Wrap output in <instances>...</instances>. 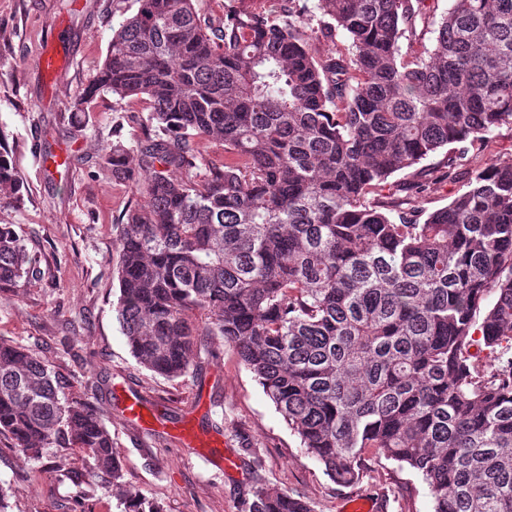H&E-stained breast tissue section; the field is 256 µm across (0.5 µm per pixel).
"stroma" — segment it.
<instances>
[{"label":"stroma","instance_id":"1","mask_svg":"<svg viewBox=\"0 0 512 512\" xmlns=\"http://www.w3.org/2000/svg\"><path fill=\"white\" fill-rule=\"evenodd\" d=\"M136 9L135 0H0V133L23 183L21 202L0 208V224L14 225L36 260L33 276L0 288V337L35 350L70 377L74 393L101 403L124 485L164 512H251L261 487L301 495L315 512H344L346 500L364 496L383 499L386 512H432L421 477L382 456L366 459L359 484L336 485L224 343L211 341L197 369L176 380L132 356L115 318L112 264L118 224L141 195L134 179L103 170L99 154L116 140L135 145L149 106L108 96L75 115L65 103L93 79L113 27ZM52 45L63 63L49 73L43 56ZM442 165L438 153L390 182L425 183L421 208H441L467 188L466 173L446 179ZM131 393L151 407L153 425L122 418ZM186 425L216 442L213 461L180 441ZM228 453L237 461L231 470ZM55 454L50 448L42 460L22 464L0 435L9 512H121L118 488L73 481L83 471L78 452L69 454L68 477L51 468Z\"/></svg>","mask_w":512,"mask_h":512}]
</instances>
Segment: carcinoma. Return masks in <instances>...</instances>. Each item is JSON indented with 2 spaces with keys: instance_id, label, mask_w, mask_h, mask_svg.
Masks as SVG:
<instances>
[{
  "instance_id": "obj_1",
  "label": "carcinoma",
  "mask_w": 512,
  "mask_h": 512,
  "mask_svg": "<svg viewBox=\"0 0 512 512\" xmlns=\"http://www.w3.org/2000/svg\"><path fill=\"white\" fill-rule=\"evenodd\" d=\"M137 3L67 103L149 104L144 202L117 225L114 266L133 357L174 380L217 337L337 485L375 454L422 478L432 512H512V360L471 352L512 349V156L489 140L512 128V0H451L437 21L426 0H273L222 23L194 0ZM419 22L433 44L402 53ZM312 38L332 43L324 57ZM203 139L224 159L204 158ZM1 141L0 206L22 195ZM439 152L467 190L427 214L387 200L389 178ZM129 164L120 143L100 155L117 179ZM34 264L0 224V287ZM69 387L0 338V434L19 461L55 448L66 473L77 450L123 512H163L123 485L101 407ZM252 512L314 510L261 488Z\"/></svg>"
}]
</instances>
